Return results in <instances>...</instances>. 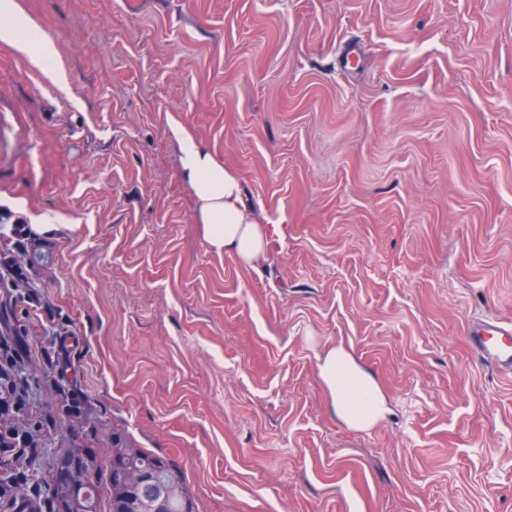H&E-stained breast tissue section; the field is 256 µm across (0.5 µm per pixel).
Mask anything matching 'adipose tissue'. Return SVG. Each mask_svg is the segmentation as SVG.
Listing matches in <instances>:
<instances>
[{
    "label": "adipose tissue",
    "instance_id": "ef3b65f1",
    "mask_svg": "<svg viewBox=\"0 0 512 512\" xmlns=\"http://www.w3.org/2000/svg\"><path fill=\"white\" fill-rule=\"evenodd\" d=\"M15 0H0V40L47 64L55 47L43 37H31ZM183 176L194 192L204 238L211 251L230 254L244 264L264 256L269 240L253 210L243 200L241 181L219 164L211 152L187 134L179 136ZM319 372L328 387L333 410L350 427L367 429L386 417L387 401L373 376L344 347L319 357Z\"/></svg>",
    "mask_w": 512,
    "mask_h": 512
}]
</instances>
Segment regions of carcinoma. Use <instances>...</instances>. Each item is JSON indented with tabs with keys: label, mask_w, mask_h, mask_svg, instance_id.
Wrapping results in <instances>:
<instances>
[{
	"label": "carcinoma",
	"mask_w": 512,
	"mask_h": 512,
	"mask_svg": "<svg viewBox=\"0 0 512 512\" xmlns=\"http://www.w3.org/2000/svg\"><path fill=\"white\" fill-rule=\"evenodd\" d=\"M27 384V372L22 367L0 373V398L10 399ZM25 437L23 429L0 418V448H18ZM72 458L73 454L68 453L58 459L55 478L49 483L48 494L55 500L58 512H103L101 503L105 500L108 501V512H143L155 507L160 512H184L185 503L195 502L179 467L128 437L121 446L112 449L105 473L93 476L87 485L75 489L70 481H62L63 471ZM129 467L148 470L155 476L148 502L129 499L125 488L114 480L116 470Z\"/></svg>",
	"instance_id": "1"
}]
</instances>
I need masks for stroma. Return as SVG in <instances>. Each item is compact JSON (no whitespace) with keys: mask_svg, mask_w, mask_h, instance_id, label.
<instances>
[{"mask_svg":"<svg viewBox=\"0 0 512 512\" xmlns=\"http://www.w3.org/2000/svg\"><path fill=\"white\" fill-rule=\"evenodd\" d=\"M16 2L60 78L0 41V213L52 227L29 281L72 368L26 361L19 421L55 425L9 473L120 433L199 512H512V370L468 338L512 324V0ZM181 129L287 225L264 261L209 249ZM318 359L333 410L342 422L368 429L386 417L389 407L377 382L344 347L330 348Z\"/></svg>","mask_w":512,"mask_h":512,"instance_id":"obj_1","label":"stroma"}]
</instances>
